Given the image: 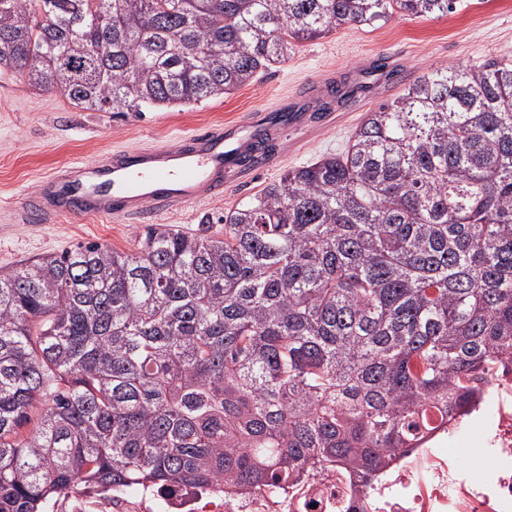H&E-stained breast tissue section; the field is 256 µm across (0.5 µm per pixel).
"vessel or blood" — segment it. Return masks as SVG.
I'll return each instance as SVG.
<instances>
[{
  "instance_id": "obj_1",
  "label": "vessel or blood",
  "mask_w": 512,
  "mask_h": 512,
  "mask_svg": "<svg viewBox=\"0 0 512 512\" xmlns=\"http://www.w3.org/2000/svg\"><path fill=\"white\" fill-rule=\"evenodd\" d=\"M299 108L285 100L277 111L214 125L166 147L121 150L64 167L26 197L24 216L29 221L73 214L109 218L147 207L163 213L223 196L225 181L260 142L289 125L302 129Z\"/></svg>"
}]
</instances>
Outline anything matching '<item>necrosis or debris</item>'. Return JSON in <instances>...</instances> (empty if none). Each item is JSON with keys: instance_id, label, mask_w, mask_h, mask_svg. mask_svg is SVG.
Segmentation results:
<instances>
[{"instance_id": "4bbe7bcc", "label": "necrosis or debris", "mask_w": 512, "mask_h": 512, "mask_svg": "<svg viewBox=\"0 0 512 512\" xmlns=\"http://www.w3.org/2000/svg\"><path fill=\"white\" fill-rule=\"evenodd\" d=\"M467 408L431 412L410 449L367 481L330 463L273 486L241 485L216 478L204 486L171 483L104 486L77 481L48 502V512H512V371L492 372ZM496 407L486 438L495 465L462 469L443 448L445 435L463 418Z\"/></svg>"}]
</instances>
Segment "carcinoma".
Here are the masks:
<instances>
[{
	"label": "carcinoma",
	"mask_w": 512,
	"mask_h": 512,
	"mask_svg": "<svg viewBox=\"0 0 512 512\" xmlns=\"http://www.w3.org/2000/svg\"><path fill=\"white\" fill-rule=\"evenodd\" d=\"M0 0V71L94 112L229 94L302 41L460 0ZM344 79L329 96L347 102ZM512 355V61L444 66L224 212L0 275V512L84 479L366 480ZM39 420L23 427L31 413Z\"/></svg>",
	"instance_id": "cac0c4a2"
}]
</instances>
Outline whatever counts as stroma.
Listing matches in <instances>:
<instances>
[{"label":"stroma","mask_w":512,"mask_h":512,"mask_svg":"<svg viewBox=\"0 0 512 512\" xmlns=\"http://www.w3.org/2000/svg\"><path fill=\"white\" fill-rule=\"evenodd\" d=\"M391 57L410 81L442 66L478 67L491 58L512 60V0H465L464 7L443 17L396 14L377 28L343 26L299 44L284 62L232 94L126 116L86 111L22 77L0 74V273L91 242L129 253L152 225L223 237L225 211L278 181L288 169L344 153L365 115L394 98L397 87L366 88L347 106L334 107L328 121L309 123L307 130L271 143V163L252 167L248 175L226 183L220 199L161 214L148 212L136 220L74 215L43 223L24 220L21 203L62 166L115 150L170 145L210 125L272 112L282 97L296 95L314 81H337L361 69L368 59Z\"/></svg>","instance_id":"1"}]
</instances>
